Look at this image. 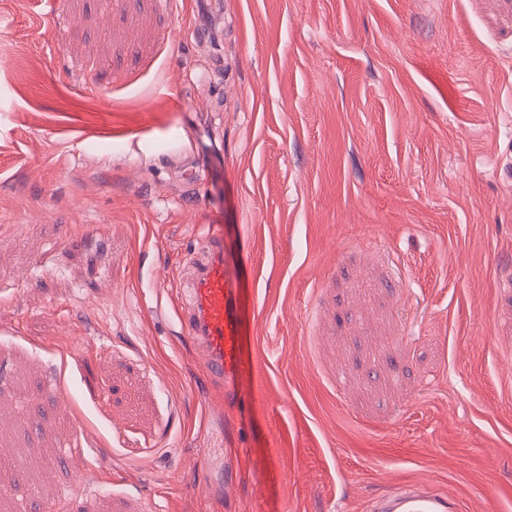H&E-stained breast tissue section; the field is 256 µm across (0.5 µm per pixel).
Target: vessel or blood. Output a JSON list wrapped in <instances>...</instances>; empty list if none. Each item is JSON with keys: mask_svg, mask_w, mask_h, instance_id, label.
Instances as JSON below:
<instances>
[{"mask_svg": "<svg viewBox=\"0 0 512 512\" xmlns=\"http://www.w3.org/2000/svg\"><path fill=\"white\" fill-rule=\"evenodd\" d=\"M186 298L180 323L184 335L202 356L208 378L226 384L223 404L236 394L231 383L240 367V336L235 291L224 272V233L209 225L201 251L189 263ZM374 512H439L435 495L408 493L379 502Z\"/></svg>", "mask_w": 512, "mask_h": 512, "instance_id": "1", "label": "vessel or blood"}]
</instances>
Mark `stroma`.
Wrapping results in <instances>:
<instances>
[{
    "label": "stroma",
    "instance_id": "stroma-1",
    "mask_svg": "<svg viewBox=\"0 0 512 512\" xmlns=\"http://www.w3.org/2000/svg\"><path fill=\"white\" fill-rule=\"evenodd\" d=\"M222 2L0 0V470L52 464L7 512H512V0ZM186 298L180 323L184 335L202 356L208 378L224 389L229 406L237 391L233 382L240 367V336L237 301L233 286L224 272V233L218 224L208 225L206 241L189 263ZM439 505L435 495L407 493L382 500L374 512H439Z\"/></svg>",
    "mask_w": 512,
    "mask_h": 512
}]
</instances>
